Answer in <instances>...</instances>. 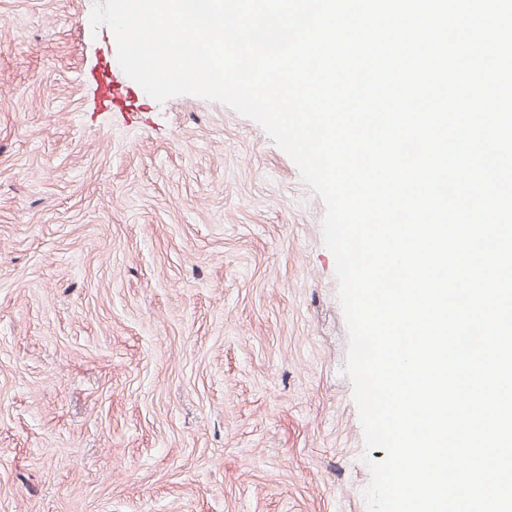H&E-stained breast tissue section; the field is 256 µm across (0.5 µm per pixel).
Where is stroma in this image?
Returning <instances> with one entry per match:
<instances>
[{"label": "stroma", "mask_w": 512, "mask_h": 512, "mask_svg": "<svg viewBox=\"0 0 512 512\" xmlns=\"http://www.w3.org/2000/svg\"><path fill=\"white\" fill-rule=\"evenodd\" d=\"M94 3L0 0V512H368L322 200Z\"/></svg>", "instance_id": "1"}]
</instances>
